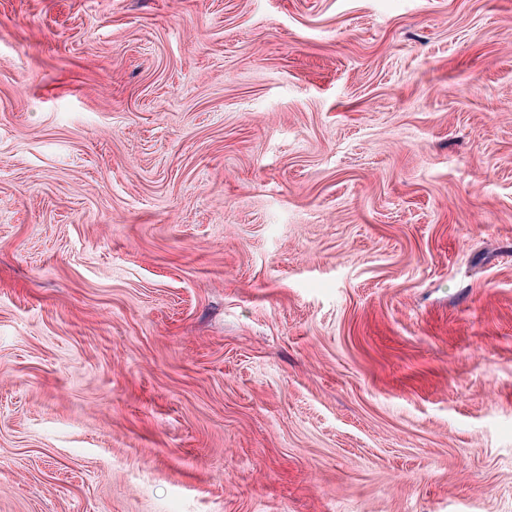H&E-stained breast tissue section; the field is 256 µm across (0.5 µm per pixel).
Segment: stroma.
Masks as SVG:
<instances>
[{"mask_svg":"<svg viewBox=\"0 0 512 512\" xmlns=\"http://www.w3.org/2000/svg\"><path fill=\"white\" fill-rule=\"evenodd\" d=\"M0 512H512V0H0Z\"/></svg>","mask_w":512,"mask_h":512,"instance_id":"obj_1","label":"stroma"}]
</instances>
